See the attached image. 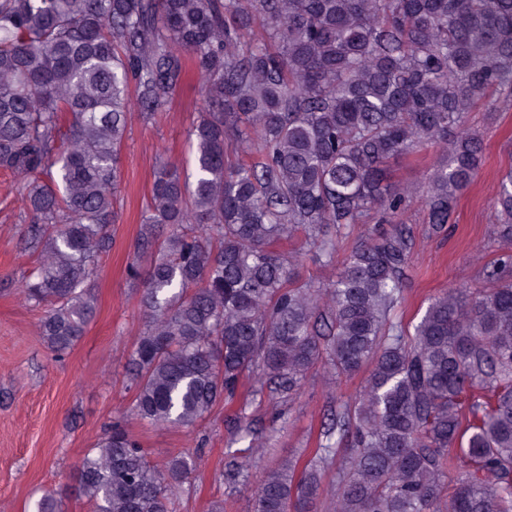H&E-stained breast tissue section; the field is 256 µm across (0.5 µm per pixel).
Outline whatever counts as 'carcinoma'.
Listing matches in <instances>:
<instances>
[{
  "label": "carcinoma",
  "instance_id": "cac0c4a2",
  "mask_svg": "<svg viewBox=\"0 0 512 512\" xmlns=\"http://www.w3.org/2000/svg\"><path fill=\"white\" fill-rule=\"evenodd\" d=\"M188 58L207 108L196 179L158 168L128 265L146 318L129 359L137 416L191 428L247 377L253 396L291 400L319 365L340 378L369 364L311 454L252 485L266 435L228 453L224 478L251 485L254 512H312L333 465L335 512H512V251L488 286L434 296L411 330L393 321L415 245L398 220L417 190L386 168L440 148L423 200L441 230L483 156L466 114L488 94L512 103V0H0V169L26 205L23 250L39 254L22 293L47 307L57 356L94 315L127 114L150 122ZM496 207L511 245L512 174ZM370 219L392 228L328 287L271 248L299 236L328 265L336 229ZM199 465L189 452L150 464L115 421L77 490L92 512H177Z\"/></svg>",
  "mask_w": 512,
  "mask_h": 512
}]
</instances>
